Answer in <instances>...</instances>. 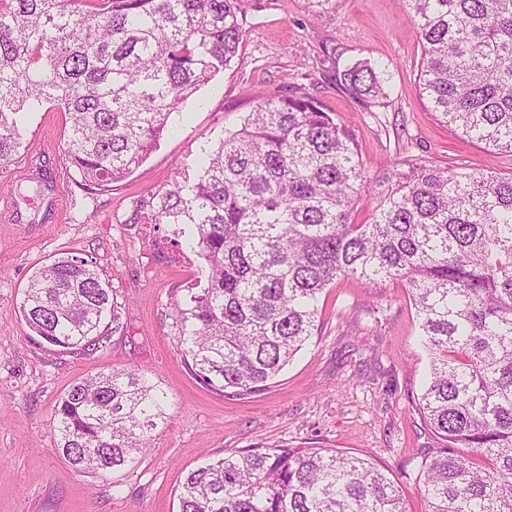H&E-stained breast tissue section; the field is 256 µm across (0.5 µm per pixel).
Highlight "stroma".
Here are the masks:
<instances>
[{
	"label": "stroma",
	"instance_id": "stroma-1",
	"mask_svg": "<svg viewBox=\"0 0 512 512\" xmlns=\"http://www.w3.org/2000/svg\"><path fill=\"white\" fill-rule=\"evenodd\" d=\"M240 53L172 115V129L110 191L79 187L65 153L71 125L53 107L30 113L20 157L0 170V512H178L184 475L245 448H330L375 464L425 512L416 479L436 440L417 409L427 365L405 288L336 280L320 301L319 334L268 390L244 397L207 388L183 356L174 314L201 285L200 261L171 224L131 223L136 201L167 188L177 168L235 128L256 94L302 88L353 133L374 178L409 164L512 174V153H490L441 125L417 91L421 47L398 0H337L314 18L305 0H238ZM367 59L390 76L370 104L340 88ZM51 187L39 191L40 180ZM92 259L114 293L122 331L82 355L38 345L20 313L41 266ZM138 368L165 389L169 417L150 448L103 475L77 472L58 448V401L83 378Z\"/></svg>",
	"mask_w": 512,
	"mask_h": 512
}]
</instances>
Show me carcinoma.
Returning <instances> with one entry per match:
<instances>
[{"mask_svg": "<svg viewBox=\"0 0 512 512\" xmlns=\"http://www.w3.org/2000/svg\"><path fill=\"white\" fill-rule=\"evenodd\" d=\"M421 45L420 96L445 126L512 153V0H402ZM237 0H0V167L26 115H70L65 152L109 191L157 147L180 105L231 65ZM388 78L367 61L342 87L372 103ZM194 174L139 199L149 224H188L207 286L176 311L183 354L207 387L270 388L317 330L336 279L407 289L429 374L419 398L441 446L420 463L426 512H512V175L419 164L367 180L350 130L298 88L259 95ZM375 200L356 222L362 194ZM20 311L73 354L122 330L84 257L35 272ZM168 394L135 368L75 383L55 409L58 448L80 473L133 462L168 418ZM179 512H406L384 472L321 448L242 450L188 472Z\"/></svg>", "mask_w": 512, "mask_h": 512, "instance_id": "1", "label": "carcinoma"}]
</instances>
